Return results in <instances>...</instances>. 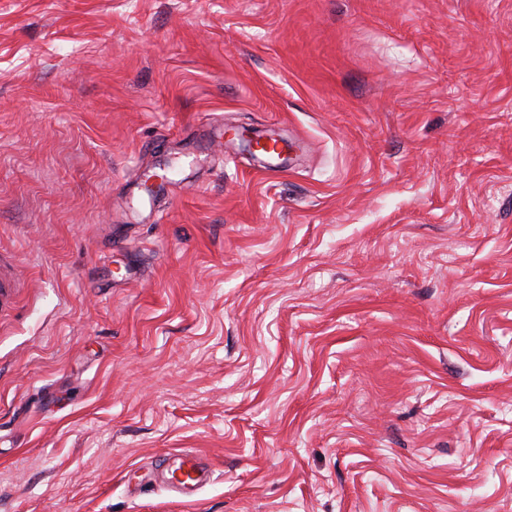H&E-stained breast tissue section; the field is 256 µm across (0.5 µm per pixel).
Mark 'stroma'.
<instances>
[{"instance_id": "1", "label": "stroma", "mask_w": 512, "mask_h": 512, "mask_svg": "<svg viewBox=\"0 0 512 512\" xmlns=\"http://www.w3.org/2000/svg\"><path fill=\"white\" fill-rule=\"evenodd\" d=\"M0 254V512H512V0H0ZM18 284L10 259L0 255V310L11 308L16 300ZM202 456L195 452H185L180 457V463L171 473V477H166L167 485L174 491L187 495L192 488L201 482L202 475L205 473V466L202 464ZM180 467H184L187 472V479L191 481H178L173 477V473Z\"/></svg>"}]
</instances>
